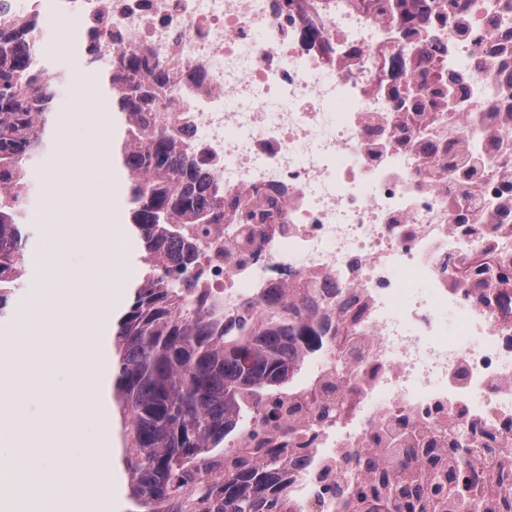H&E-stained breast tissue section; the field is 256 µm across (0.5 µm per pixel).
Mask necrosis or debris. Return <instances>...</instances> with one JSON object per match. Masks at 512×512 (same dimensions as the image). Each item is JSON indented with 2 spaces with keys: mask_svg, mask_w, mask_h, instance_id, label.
<instances>
[{
  "mask_svg": "<svg viewBox=\"0 0 512 512\" xmlns=\"http://www.w3.org/2000/svg\"><path fill=\"white\" fill-rule=\"evenodd\" d=\"M32 68L96 32L170 79L180 147L213 175L203 285L267 288L329 323L234 448H295L264 512H389L357 491L441 473L498 512L512 468V0H0ZM279 206L255 230L241 204ZM464 449L439 472L434 451Z\"/></svg>",
  "mask_w": 512,
  "mask_h": 512,
  "instance_id": "4bbe7bcc",
  "label": "necrosis or debris"
}]
</instances>
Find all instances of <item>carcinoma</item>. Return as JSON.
<instances>
[{
	"label": "carcinoma",
	"mask_w": 512,
	"mask_h": 512,
	"mask_svg": "<svg viewBox=\"0 0 512 512\" xmlns=\"http://www.w3.org/2000/svg\"><path fill=\"white\" fill-rule=\"evenodd\" d=\"M26 31L0 29V172L42 146L54 112V92L28 65ZM166 73L136 52L125 53L107 75L111 110L124 117L112 141L129 174L128 224L151 265L134 288L113 337L115 400L128 423L124 466L130 495L147 512H260L276 470L267 459L224 455V472L203 479L199 466L249 416L245 393L259 400L281 390L320 348L328 327L314 304L284 300L269 289L264 318L224 321V302L196 288L201 270L185 224H219L223 213L208 169L177 145L164 122L145 133L135 117L156 112L154 90ZM21 214L0 204V314L25 269L29 235ZM436 506L456 508L433 481Z\"/></svg>",
	"instance_id": "cac0c4a2"
}]
</instances>
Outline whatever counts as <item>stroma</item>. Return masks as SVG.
<instances>
[{
  "mask_svg": "<svg viewBox=\"0 0 512 512\" xmlns=\"http://www.w3.org/2000/svg\"><path fill=\"white\" fill-rule=\"evenodd\" d=\"M50 75L66 74L67 80L58 84L55 94V113L58 126L68 131L71 145L83 146L84 154L70 157L71 167H85L94 145L86 133L88 113L82 112L74 95L76 82H84L92 92H99L103 74L108 64H100L98 72L86 70V54L83 47L68 48L64 53H50L45 57ZM62 146L59 139H52L48 146L32 157L36 172L30 198L32 210L45 213L43 221L28 223L29 240L26 250L25 273L14 290L8 315L0 318V350H9L24 328L26 313L38 302L47 282L65 284L78 275H97L111 279L119 292L112 310L100 321L101 331L108 332L112 324L127 309L130 290L141 279L147 265V257L139 242L132 237L127 222L104 228L101 222L90 220L78 196L50 195L47 189L48 174L60 167ZM107 233L112 241V260L105 264L91 261L89 251L71 247L68 254H61L64 241L81 234Z\"/></svg>",
  "mask_w": 512,
  "mask_h": 512,
  "instance_id": "35a3bbf8",
  "label": "stroma"
}]
</instances>
